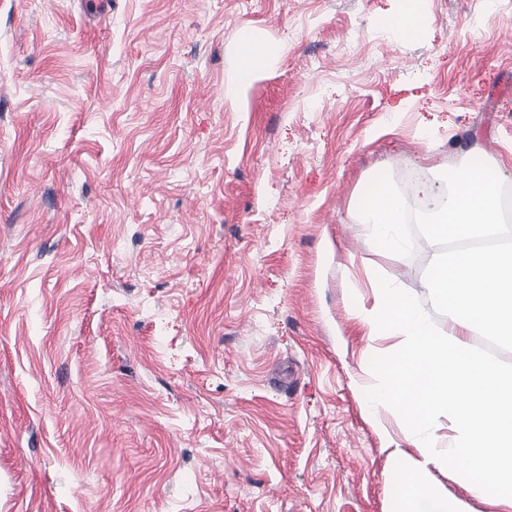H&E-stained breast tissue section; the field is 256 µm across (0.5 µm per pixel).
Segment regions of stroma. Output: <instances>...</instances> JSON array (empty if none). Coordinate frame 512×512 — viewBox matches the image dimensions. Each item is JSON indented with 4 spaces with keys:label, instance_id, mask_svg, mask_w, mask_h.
Segmentation results:
<instances>
[{
    "label": "stroma",
    "instance_id": "1",
    "mask_svg": "<svg viewBox=\"0 0 512 512\" xmlns=\"http://www.w3.org/2000/svg\"><path fill=\"white\" fill-rule=\"evenodd\" d=\"M0 0V512H392L380 173L512 188L486 0ZM280 45L240 90L237 39Z\"/></svg>",
    "mask_w": 512,
    "mask_h": 512
}]
</instances>
